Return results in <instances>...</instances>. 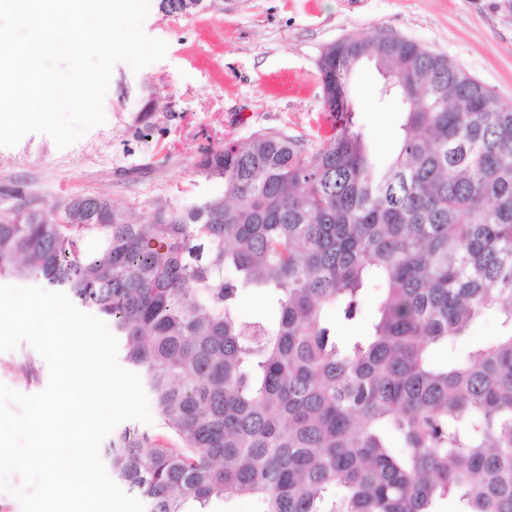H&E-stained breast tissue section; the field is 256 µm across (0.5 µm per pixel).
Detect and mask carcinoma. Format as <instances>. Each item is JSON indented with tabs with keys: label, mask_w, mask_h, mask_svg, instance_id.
Returning a JSON list of instances; mask_svg holds the SVG:
<instances>
[{
	"label": "carcinoma",
	"mask_w": 512,
	"mask_h": 512,
	"mask_svg": "<svg viewBox=\"0 0 512 512\" xmlns=\"http://www.w3.org/2000/svg\"><path fill=\"white\" fill-rule=\"evenodd\" d=\"M364 60L404 74L382 166L348 104ZM319 72L329 139L208 149L224 195L147 219L98 196L22 204L0 214V279L111 319L161 432L120 430L106 456L149 512H512V104L383 30L331 44ZM372 280L371 334L341 347L330 313L355 319ZM250 288L268 317L241 319ZM491 310L498 335L455 356Z\"/></svg>",
	"instance_id": "1"
}]
</instances>
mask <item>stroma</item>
Returning a JSON list of instances; mask_svg holds the SVG:
<instances>
[{"label": "stroma", "instance_id": "35a3bbf8", "mask_svg": "<svg viewBox=\"0 0 512 512\" xmlns=\"http://www.w3.org/2000/svg\"><path fill=\"white\" fill-rule=\"evenodd\" d=\"M378 29L442 54L512 103V0H224L220 9L166 16L150 6L143 32L164 57L140 70L116 63L103 99L105 121L58 148L31 133L0 147V213L41 207L72 193L151 213L223 194L199 172L201 154L228 140L278 130L317 145L329 114L318 62L343 39ZM374 65L355 70L354 123L387 160L402 139L403 107L380 101ZM46 361L26 341L0 352V383L27 395L47 385Z\"/></svg>", "mask_w": 512, "mask_h": 512}]
</instances>
